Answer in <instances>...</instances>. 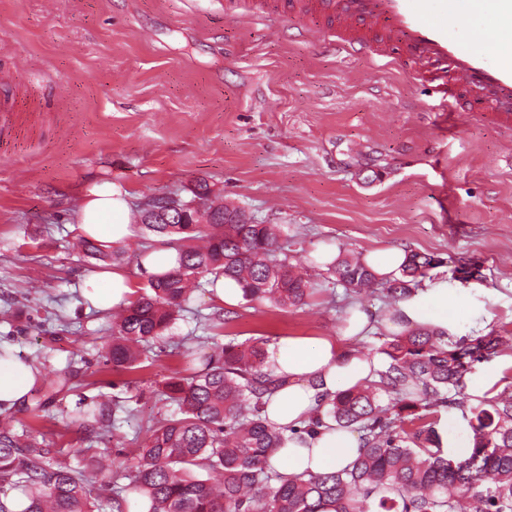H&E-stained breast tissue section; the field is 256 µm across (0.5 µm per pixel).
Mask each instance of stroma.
Wrapping results in <instances>:
<instances>
[{
  "mask_svg": "<svg viewBox=\"0 0 512 512\" xmlns=\"http://www.w3.org/2000/svg\"><path fill=\"white\" fill-rule=\"evenodd\" d=\"M239 13L228 0H0V69L15 77L13 124L0 131V347L42 376L12 416L79 468L78 403L126 401L133 416L92 446L111 455L108 490L132 438L169 414L158 391L199 367L198 336L334 337L351 303L391 310L381 293H346L319 253L433 256L423 287L455 288L466 311L452 339L512 337V115L458 114L435 83ZM203 181L220 202L282 225L314 291L296 308H227L204 285L150 366L113 369V315L81 293L106 267L79 247L84 192L121 185L135 210L155 194L191 199ZM471 264L479 276L462 278ZM220 309L223 329L207 327ZM503 392L512 362L498 353L466 374L448 412Z\"/></svg>",
  "mask_w": 512,
  "mask_h": 512,
  "instance_id": "35a3bbf8",
  "label": "stroma"
}]
</instances>
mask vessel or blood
Returning <instances> with one entry per match:
<instances>
[{
  "instance_id": "obj_1",
  "label": "vessel or blood",
  "mask_w": 512,
  "mask_h": 512,
  "mask_svg": "<svg viewBox=\"0 0 512 512\" xmlns=\"http://www.w3.org/2000/svg\"><path fill=\"white\" fill-rule=\"evenodd\" d=\"M294 21L308 40L323 36L353 55L418 68L438 62L437 79L464 112H512V42L474 45L461 21L512 32V0H260L247 21Z\"/></svg>"
}]
</instances>
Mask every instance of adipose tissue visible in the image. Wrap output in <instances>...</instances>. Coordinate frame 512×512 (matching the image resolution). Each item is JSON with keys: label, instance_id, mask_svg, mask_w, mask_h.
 Returning <instances> with one entry per match:
<instances>
[{"label": "adipose tissue", "instance_id": "adipose-tissue-1", "mask_svg": "<svg viewBox=\"0 0 512 512\" xmlns=\"http://www.w3.org/2000/svg\"><path fill=\"white\" fill-rule=\"evenodd\" d=\"M122 187L104 182L84 193L78 229L87 238L122 244L135 235V225ZM134 285L126 271L115 267L92 275L84 289L90 304L107 311L129 302ZM464 312L445 287L416 288L397 302L383 319L387 333L404 334L421 327L440 333L454 330ZM372 317L352 307L341 336L335 338L288 336L269 350L267 369L276 383L266 397L265 416L275 426L286 428L285 444L275 451L271 464L282 474L336 472L359 458L363 443L358 434L325 421L316 434L304 428L321 417L324 404L338 393L368 387L378 382L381 360L359 352L349 338L373 329ZM37 367L17 358L0 359V413L19 407L40 384Z\"/></svg>", "mask_w": 512, "mask_h": 512}]
</instances>
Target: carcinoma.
<instances>
[{
    "mask_svg": "<svg viewBox=\"0 0 512 512\" xmlns=\"http://www.w3.org/2000/svg\"><path fill=\"white\" fill-rule=\"evenodd\" d=\"M203 224H152L159 235L203 244L180 249L179 265L149 281L114 317L110 360L136 370L142 355L177 320L201 279L230 277L243 299H266L279 308L304 304L313 284L295 271L280 242L277 224H226L224 204H211ZM86 255L116 259L84 239ZM437 261L413 253L402 275L383 284L395 302L418 287ZM336 283L358 293L375 283L359 261L338 256L328 265ZM502 337L492 333L446 342L423 327L389 337L380 349L385 364L378 384L327 401L324 416L343 429L362 433L364 449L348 470L287 478L269 462L284 443V431L262 416L263 398L274 389L265 371L268 348L261 341H229L203 357L204 367L174 377L166 400L178 412L146 430L136 463L117 478L126 484L112 496L90 497L93 476L106 453L90 457L82 469L59 462L49 446L18 434L0 418V484H10L29 500L22 512H128L127 494L149 501L148 512H512V393L500 394L473 412L471 448L461 457L434 447L428 417L455 404L450 392L466 373L498 352ZM390 396L382 406L377 391ZM108 403H80L70 423L98 432ZM414 425L404 428L405 422Z\"/></svg>",
    "mask_w": 512,
    "mask_h": 512,
    "instance_id": "1",
    "label": "carcinoma"
}]
</instances>
